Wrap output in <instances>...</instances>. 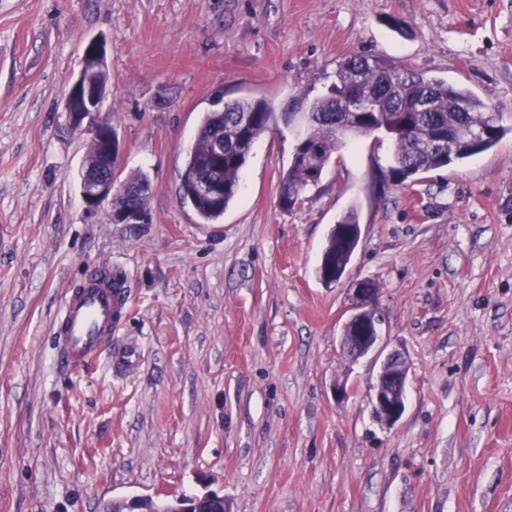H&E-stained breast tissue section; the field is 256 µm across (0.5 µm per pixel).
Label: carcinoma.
<instances>
[{"label": "carcinoma", "instance_id": "obj_1", "mask_svg": "<svg viewBox=\"0 0 512 512\" xmlns=\"http://www.w3.org/2000/svg\"><path fill=\"white\" fill-rule=\"evenodd\" d=\"M365 98L372 106L366 119L344 111L350 95ZM312 118L303 138L313 149L307 163L290 162L282 176L279 197L314 185L310 171L323 174L326 165L346 135L386 133L392 141L388 174L397 183L415 184L422 175L494 148L507 134L499 116L469 88L441 78L398 68L377 55L354 54L336 68L330 93L314 101ZM275 113L262 99L241 98L224 103L222 112L203 116L195 143L181 174L180 198L194 209L202 223L216 224L235 199L252 145L271 130ZM224 139V167L217 173L224 187L215 202L197 191L210 173V149ZM354 241L331 233L323 251L325 266L348 257Z\"/></svg>", "mask_w": 512, "mask_h": 512}]
</instances>
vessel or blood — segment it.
<instances>
[{"label": "vessel or blood", "mask_w": 512, "mask_h": 512, "mask_svg": "<svg viewBox=\"0 0 512 512\" xmlns=\"http://www.w3.org/2000/svg\"><path fill=\"white\" fill-rule=\"evenodd\" d=\"M125 304V289L108 267L91 269L79 287L70 289L54 324L59 363L77 369L110 350L112 334Z\"/></svg>", "instance_id": "vessel-or-blood-1"}]
</instances>
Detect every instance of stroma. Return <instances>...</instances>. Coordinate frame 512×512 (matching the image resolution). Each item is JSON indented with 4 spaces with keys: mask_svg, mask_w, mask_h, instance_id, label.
<instances>
[{
    "mask_svg": "<svg viewBox=\"0 0 512 512\" xmlns=\"http://www.w3.org/2000/svg\"><path fill=\"white\" fill-rule=\"evenodd\" d=\"M96 36L122 173L150 176L146 224L80 195L88 135L63 106ZM363 52L465 84L506 136L412 187L384 178L383 134L345 138L286 211L304 126L280 121L220 223L181 203L218 102L306 111ZM352 208L361 240L328 285L322 252ZM103 262L130 297L112 350L140 362L63 372L53 318ZM364 278L383 345L410 362L391 428L370 400L379 358L341 343ZM205 490L232 512H512V0H0V512Z\"/></svg>",
    "mask_w": 512,
    "mask_h": 512,
    "instance_id": "1",
    "label": "stroma"
}]
</instances>
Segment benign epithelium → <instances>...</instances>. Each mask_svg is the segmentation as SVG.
I'll use <instances>...</instances> for the list:
<instances>
[{
	"instance_id": "benign-epithelium-1",
	"label": "benign epithelium",
	"mask_w": 512,
	"mask_h": 512,
	"mask_svg": "<svg viewBox=\"0 0 512 512\" xmlns=\"http://www.w3.org/2000/svg\"><path fill=\"white\" fill-rule=\"evenodd\" d=\"M108 90V70L103 41L92 39L85 44L80 69L72 79L64 103L69 125L88 133L90 159L79 172L80 194L90 212L101 206H113L123 196L134 194L127 180L121 178L122 144L112 114L102 111ZM113 220L122 224H143L145 218L134 208L112 211ZM370 280L353 283L352 313L345 323L342 345L357 360L372 351L384 354L380 372L373 385L371 402L379 421L396 425L406 412L408 362L403 352L380 348L377 304L378 289L369 287ZM102 512H229L224 495L215 491L168 494L164 498L150 495L114 498Z\"/></svg>"
}]
</instances>
